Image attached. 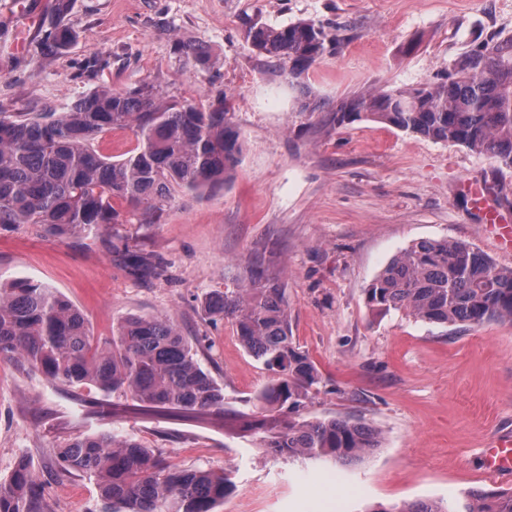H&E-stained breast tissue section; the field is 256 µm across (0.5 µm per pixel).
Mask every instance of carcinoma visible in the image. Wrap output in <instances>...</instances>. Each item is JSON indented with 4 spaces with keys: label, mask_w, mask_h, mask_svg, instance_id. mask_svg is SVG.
Masks as SVG:
<instances>
[{
    "label": "carcinoma",
    "mask_w": 512,
    "mask_h": 512,
    "mask_svg": "<svg viewBox=\"0 0 512 512\" xmlns=\"http://www.w3.org/2000/svg\"><path fill=\"white\" fill-rule=\"evenodd\" d=\"M69 0H56L48 48L66 49L73 33L63 24ZM257 52L288 67L298 80L327 53L337 36L311 21L250 32ZM366 117L403 132L464 146L512 169V36L476 45L448 78L418 88L354 96L336 106L334 120ZM130 132L134 145L110 160L94 142ZM239 132L222 107L168 102L154 86L101 88L48 117L0 113V227L34 224L60 240L124 224L116 205L156 224L179 194H198L228 181L240 162ZM134 277L160 276L163 267L124 247ZM376 312L402 311L442 325L512 323V268L458 241L412 244L366 289ZM204 308L211 320L230 319L242 347L271 379L258 397L272 421L260 420L263 447L288 458L363 461L379 447V433L347 417L282 420L299 410L320 372L294 345L286 288L251 271L233 291H215ZM19 359L54 382L122 393L149 408L199 413L224 406V394L194 357L191 342L163 318L130 317L112 336H90L83 314L53 289L31 280L0 283V360ZM66 472L97 482L99 512H215L233 492L230 473L182 468L159 459L131 435L74 437L58 448ZM42 489L24 461L0 481V512H33ZM365 512H512V492H469L458 502L420 500Z\"/></svg>",
    "instance_id": "carcinoma-1"
}]
</instances>
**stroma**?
<instances>
[{
  "label": "stroma",
  "instance_id": "stroma-1",
  "mask_svg": "<svg viewBox=\"0 0 512 512\" xmlns=\"http://www.w3.org/2000/svg\"><path fill=\"white\" fill-rule=\"evenodd\" d=\"M55 0H0V110L60 112L100 87L150 82L166 100L223 102L243 151L224 185L176 197L160 223H124L66 242L22 224L0 229V282L53 288L91 336L128 317H160L193 343L224 393L204 414L144 409L97 389H74L20 361H0V480L18 462L42 485L36 512H98L94 480L62 472L57 450L77 436L130 435L167 463L230 470L218 512H283V502L339 498L346 512L415 500L512 492L488 474L484 450L512 428V324L443 326L377 313L365 291L400 251L456 240L512 267L470 181L499 185L512 221V170L487 156L368 119L336 125L343 99L446 78L480 41L512 35V0H70L72 45L43 54ZM311 21L337 33L301 81L259 55L251 28ZM201 47L205 63L181 47ZM151 255L159 278L131 276L124 246ZM263 268L288 293L294 343L322 380L302 418L345 416L379 431L362 462L290 460L260 445L251 424L270 374L231 321L203 308Z\"/></svg>",
  "mask_w": 512,
  "mask_h": 512
}]
</instances>
